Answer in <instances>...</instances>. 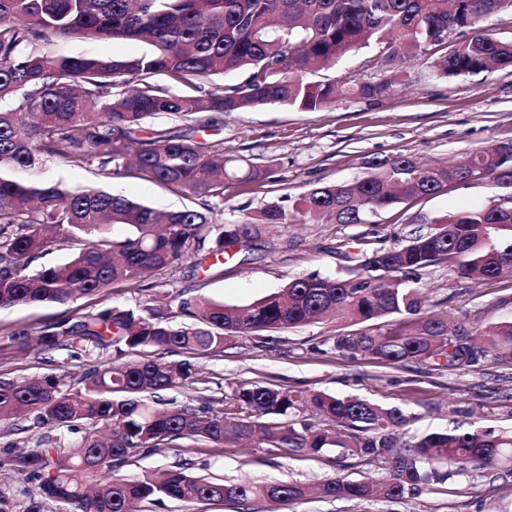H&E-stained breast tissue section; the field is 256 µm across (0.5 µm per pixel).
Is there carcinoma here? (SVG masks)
I'll return each instance as SVG.
<instances>
[{
  "label": "carcinoma",
  "instance_id": "cac0c4a2",
  "mask_svg": "<svg viewBox=\"0 0 512 512\" xmlns=\"http://www.w3.org/2000/svg\"><path fill=\"white\" fill-rule=\"evenodd\" d=\"M512 14V0H0V307L64 303L97 295L112 285L143 281L205 250L261 239L270 225L364 224L366 216L402 200L465 185L483 174L506 193L488 204L437 217L430 234L362 254L336 277H293L277 292L249 304L224 305L205 297L180 302L188 323L177 327L152 309L109 308L43 325L38 344L69 346L88 357L115 350L117 357L80 375L51 374L28 381L0 378V424L27 418L36 427L82 431L65 447L41 440L0 459L37 493L21 501L0 488V512H44L45 501L66 512H136L163 497L184 502H232L252 512L264 501L309 495L298 482L224 483L196 476L182 465L159 478L115 472L129 459L176 439L203 438L217 445L250 440L292 453L343 448L365 463L382 462L379 483L337 476L317 492L330 499H402L441 480L446 465L494 469L512 459V431L494 427L432 432L397 444L389 431L409 423L395 407L324 392L306 395L276 386L238 385L241 416L204 398L166 408L145 397L191 378L188 359L162 363L137 357L159 347L205 356L224 352L235 338L275 332L333 317L354 323L393 318L390 328L338 334L341 356L387 365L442 358L465 368L487 357L512 360V321L448 334L445 314L427 310L420 272L448 265L478 281L512 275V139L470 153L454 165L395 155L366 162L361 178L303 192L265 205L235 222L209 208L159 213L93 187L66 190L37 179L42 161L96 165L125 171L194 195L224 197V185L250 182L267 170L233 165L219 148L156 130L135 136L160 115L185 119L202 112H241L262 105L316 111L339 101L381 103L393 95L394 61L448 44L436 58L444 77L512 69V37L485 25ZM73 38L136 41L147 50L133 57L70 55L56 46ZM380 47L374 82L344 77L316 83L307 74L331 68L370 44ZM250 69L249 80L226 90L212 78ZM163 78L164 84L154 82ZM58 240L81 242L66 262L30 273L31 263ZM306 406L333 426L297 428L288 417Z\"/></svg>",
  "mask_w": 512,
  "mask_h": 512
}]
</instances>
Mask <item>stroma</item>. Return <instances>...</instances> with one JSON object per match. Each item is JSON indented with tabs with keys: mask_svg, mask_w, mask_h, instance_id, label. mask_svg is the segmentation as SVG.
Returning a JSON list of instances; mask_svg holds the SVG:
<instances>
[{
	"mask_svg": "<svg viewBox=\"0 0 512 512\" xmlns=\"http://www.w3.org/2000/svg\"><path fill=\"white\" fill-rule=\"evenodd\" d=\"M377 46L349 54L336 67L308 74L316 83L346 76L378 79L368 61ZM420 55L395 68L401 83L394 96L379 105L350 100L313 112L279 105L243 112L198 114V128L174 116L149 120L141 138L153 131L192 130L200 143L219 144L228 158L244 159L266 169L264 178L225 187L223 198L191 195L129 173L108 175L93 165L46 162L41 176L73 190L91 186L159 210L214 208L225 220L254 213L265 205L298 196L311 188L354 179L373 157L408 155L454 162L475 149L512 138V70L445 78ZM484 181L453 186L428 197L402 201L369 215L364 224H291L273 229L250 251L189 259L179 267L157 271L143 282L113 285L97 299L0 307V376L15 380L83 372L88 358L72 351L39 349L34 333L43 324L87 311L148 307L178 320L181 299L205 296L241 305L277 292L289 278L316 273L343 274L358 255L405 243L415 231L429 232L423 217L476 208L500 195ZM421 285L431 308L448 314L449 326L474 327L512 320V279L478 283L445 265L423 271ZM369 324L336 321L310 323L258 336L239 337L224 352L196 358L195 382L163 391L164 400L183 402L204 397L237 414L231 400L239 384L276 385L292 391H322L398 407L409 416L397 437L408 442L431 431L473 425L512 430V363L487 361L466 371L434 363L383 365L361 357L350 359L326 349L339 333L369 331ZM50 438L63 445L80 441L76 432L38 428L31 421L0 424V456ZM188 462L194 473L234 482L297 481L316 484L345 475L381 481L385 466L364 465L327 448L317 454H293L262 444L215 445L208 440L180 439L144 451L119 474L134 478ZM272 512H512V467L478 470L450 467L446 481L402 499L329 500L314 495L272 505Z\"/></svg>",
	"mask_w": 512,
	"mask_h": 512,
	"instance_id": "stroma-1",
	"label": "stroma"
}]
</instances>
